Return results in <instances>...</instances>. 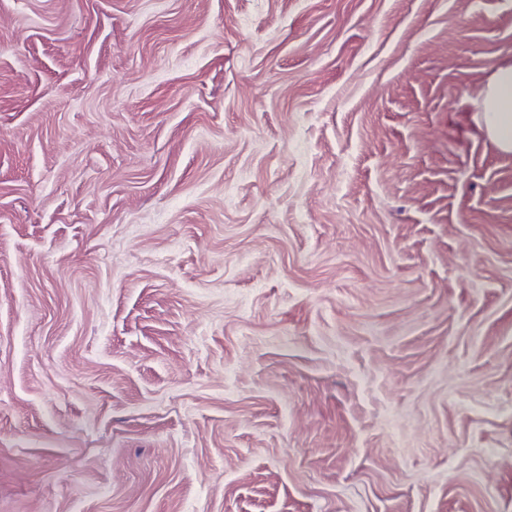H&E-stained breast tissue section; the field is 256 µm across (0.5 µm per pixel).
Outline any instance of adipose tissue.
Returning <instances> with one entry per match:
<instances>
[{"instance_id":"adipose-tissue-1","label":"adipose tissue","mask_w":512,"mask_h":512,"mask_svg":"<svg viewBox=\"0 0 512 512\" xmlns=\"http://www.w3.org/2000/svg\"><path fill=\"white\" fill-rule=\"evenodd\" d=\"M472 120L483 138L501 155H512V59L495 65L474 101Z\"/></svg>"}]
</instances>
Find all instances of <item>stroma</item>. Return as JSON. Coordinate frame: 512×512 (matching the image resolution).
<instances>
[{
	"mask_svg": "<svg viewBox=\"0 0 512 512\" xmlns=\"http://www.w3.org/2000/svg\"><path fill=\"white\" fill-rule=\"evenodd\" d=\"M512 0H0V512H512ZM472 120L500 155H512V59L495 65L474 101Z\"/></svg>",
	"mask_w": 512,
	"mask_h": 512,
	"instance_id": "obj_1",
	"label": "stroma"
}]
</instances>
